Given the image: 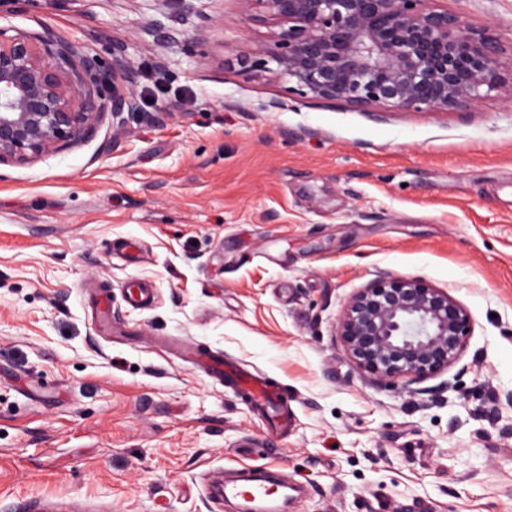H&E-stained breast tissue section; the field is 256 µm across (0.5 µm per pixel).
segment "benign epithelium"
Listing matches in <instances>:
<instances>
[{"label": "benign epithelium", "instance_id": "obj_1", "mask_svg": "<svg viewBox=\"0 0 512 512\" xmlns=\"http://www.w3.org/2000/svg\"><path fill=\"white\" fill-rule=\"evenodd\" d=\"M276 30L236 58L316 100L360 110L448 112L490 94L512 101L499 44L434 0H241ZM156 45L176 42L158 23ZM132 62L112 67L44 28L0 26V165L27 164L92 136L103 117L137 112ZM470 312L445 288L378 271L346 302L336 330L349 361L378 385L406 386L453 367Z\"/></svg>", "mask_w": 512, "mask_h": 512}]
</instances>
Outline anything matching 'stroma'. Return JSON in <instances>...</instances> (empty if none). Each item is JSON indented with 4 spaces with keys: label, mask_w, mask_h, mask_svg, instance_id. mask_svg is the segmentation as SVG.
<instances>
[{
    "label": "stroma",
    "mask_w": 512,
    "mask_h": 512,
    "mask_svg": "<svg viewBox=\"0 0 512 512\" xmlns=\"http://www.w3.org/2000/svg\"><path fill=\"white\" fill-rule=\"evenodd\" d=\"M443 4L512 50V0ZM153 20L182 38L158 47ZM0 25L106 63L125 46L140 106L0 165V512H233L214 488L234 468L285 480L288 512H512V408L491 413L512 393V103L309 99L239 69L272 30L240 0H21ZM380 269L472 315L459 362L408 392L335 334ZM101 291L125 338L98 328ZM190 347L270 377L287 433Z\"/></svg>",
    "instance_id": "obj_1"
}]
</instances>
